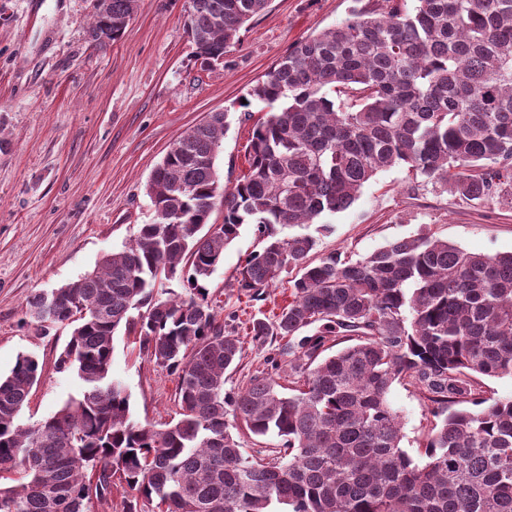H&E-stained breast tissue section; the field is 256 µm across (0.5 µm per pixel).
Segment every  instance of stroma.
Here are the masks:
<instances>
[{"instance_id": "35a3bbf8", "label": "stroma", "mask_w": 512, "mask_h": 512, "mask_svg": "<svg viewBox=\"0 0 512 512\" xmlns=\"http://www.w3.org/2000/svg\"><path fill=\"white\" fill-rule=\"evenodd\" d=\"M355 0H269L240 31L221 64L191 58L189 0H140L123 36L99 48L88 40L93 0H0V374L22 354L42 367L20 419L36 424L77 396L81 381L56 360L70 331L40 338L19 326L31 294L77 280L121 249L153 212L145 183L187 129L225 111L229 128L217 165L225 186L248 169L246 146L266 111L240 99L294 45L349 17ZM318 253L368 254L387 242L431 235L468 251L512 252V205L469 201L415 179L402 166L379 172L344 211L323 216ZM252 225L224 251L209 288L219 320L233 319L243 342L227 388L263 367L272 345L252 341L253 319L274 320L286 285L254 300L232 286L245 258L260 250ZM112 375L130 395L134 418L162 426L175 412L174 375L114 338ZM388 401L402 418L403 448L417 455L426 426L418 396L393 384Z\"/></svg>"}]
</instances>
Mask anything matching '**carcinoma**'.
Listing matches in <instances>:
<instances>
[{"label": "carcinoma", "instance_id": "1", "mask_svg": "<svg viewBox=\"0 0 512 512\" xmlns=\"http://www.w3.org/2000/svg\"><path fill=\"white\" fill-rule=\"evenodd\" d=\"M268 2L190 0L195 62L223 58ZM416 2L364 4L297 43L239 104L280 103L252 129L247 176L221 183L228 113H209L152 172V222L67 283L49 322L36 318L43 293L27 300L22 327L47 337L72 326L57 369L82 391L24 425L37 357L0 377V512H98L115 494L137 512L132 492L157 512H512V399L477 381L512 376V252L419 235L356 259L310 258L311 225L387 168L470 200L512 194V0ZM138 7L95 0L88 38L120 39ZM245 224L263 246L238 292L258 298L294 274L276 319L249 326L254 342L278 343L267 362L288 359L287 393L265 368L225 389L242 346L208 284ZM164 281L181 292L157 290ZM121 329L177 378L175 416L160 428L133 417L112 377ZM343 337L351 344L330 352ZM395 382L426 407L422 462L401 447ZM245 433L275 443L255 457Z\"/></svg>", "mask_w": 512, "mask_h": 512}]
</instances>
